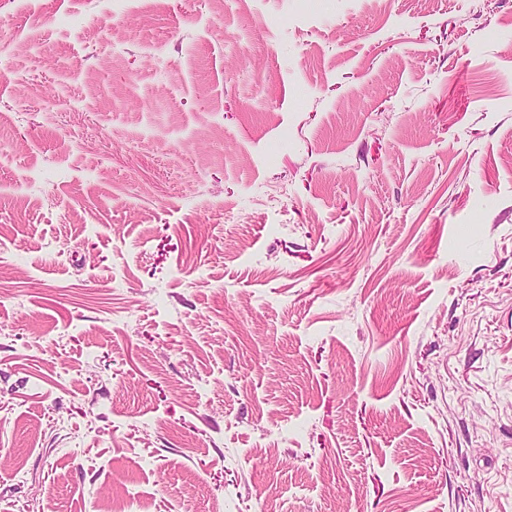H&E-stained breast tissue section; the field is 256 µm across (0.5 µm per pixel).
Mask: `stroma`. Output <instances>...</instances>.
I'll return each instance as SVG.
<instances>
[{"label": "stroma", "mask_w": 512, "mask_h": 512, "mask_svg": "<svg viewBox=\"0 0 512 512\" xmlns=\"http://www.w3.org/2000/svg\"><path fill=\"white\" fill-rule=\"evenodd\" d=\"M0 18V512H512V0Z\"/></svg>", "instance_id": "35a3bbf8"}]
</instances>
